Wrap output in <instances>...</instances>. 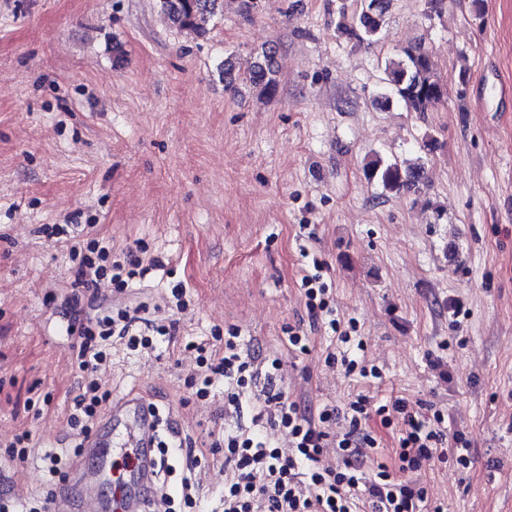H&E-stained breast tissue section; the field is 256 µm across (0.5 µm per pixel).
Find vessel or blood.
<instances>
[{
    "instance_id": "1",
    "label": "vessel or blood",
    "mask_w": 512,
    "mask_h": 512,
    "mask_svg": "<svg viewBox=\"0 0 512 512\" xmlns=\"http://www.w3.org/2000/svg\"><path fill=\"white\" fill-rule=\"evenodd\" d=\"M112 415L117 419L131 417L132 422L126 429L121 445L138 449L140 464L135 472V480L141 485H150L154 479L153 450L159 434L157 418L151 406L141 398L129 395L113 404ZM77 474L84 512H102L104 504L99 492L103 479L102 470L83 466L78 469Z\"/></svg>"
}]
</instances>
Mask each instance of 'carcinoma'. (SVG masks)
Instances as JSON below:
<instances>
[{
    "mask_svg": "<svg viewBox=\"0 0 512 512\" xmlns=\"http://www.w3.org/2000/svg\"><path fill=\"white\" fill-rule=\"evenodd\" d=\"M169 23L198 35L214 16L220 0H157ZM385 0H360L350 24L338 23L349 38L369 45L376 44L385 24ZM240 76L262 96L275 93L278 81L271 52L264 50L250 58ZM385 93L381 104L397 100L411 112H430L442 101L446 89L439 80L431 56L419 45L403 50V56L391 60L384 68ZM424 167L404 168L395 160L376 154L363 165L365 179L385 192H420L419 173Z\"/></svg>",
    "mask_w": 512,
    "mask_h": 512,
    "instance_id": "1",
    "label": "carcinoma"
}]
</instances>
